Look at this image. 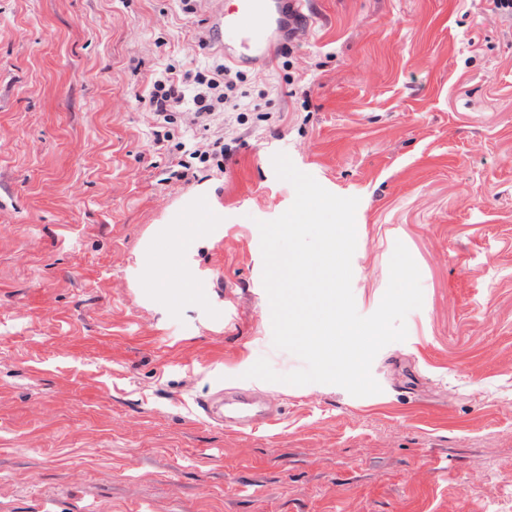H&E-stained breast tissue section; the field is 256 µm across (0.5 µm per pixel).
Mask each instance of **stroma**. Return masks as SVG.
Wrapping results in <instances>:
<instances>
[{"mask_svg":"<svg viewBox=\"0 0 512 512\" xmlns=\"http://www.w3.org/2000/svg\"><path fill=\"white\" fill-rule=\"evenodd\" d=\"M248 109L209 130L138 99L223 62L232 0H0V512H512V14L490 0H309ZM223 138V165L184 152ZM285 153L359 200L352 291L372 314L396 243L421 274L380 393L246 378L274 347L258 221ZM210 202L174 280L156 245ZM237 391L269 428L207 422Z\"/></svg>","mask_w":512,"mask_h":512,"instance_id":"1","label":"stroma"}]
</instances>
